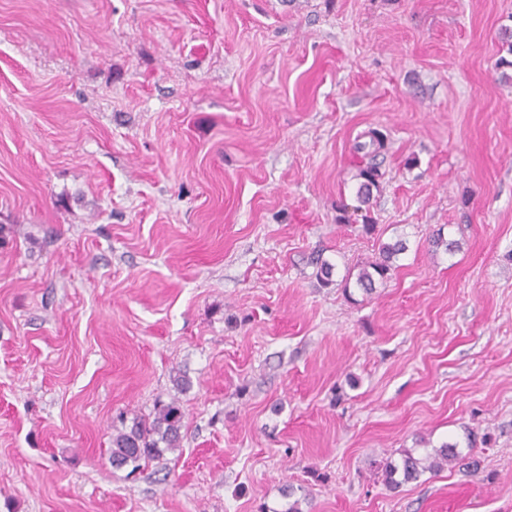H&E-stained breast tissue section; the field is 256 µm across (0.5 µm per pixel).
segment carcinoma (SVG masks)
<instances>
[{"label":"carcinoma","instance_id":"carcinoma-1","mask_svg":"<svg viewBox=\"0 0 512 512\" xmlns=\"http://www.w3.org/2000/svg\"><path fill=\"white\" fill-rule=\"evenodd\" d=\"M383 146V136L377 132L372 133L369 140H358L353 144L352 152L359 170L358 177L362 179L361 187L365 189L377 185L381 178L377 157ZM404 250L405 245L400 240L381 244L378 257L359 268L356 286L366 292L373 290L375 280L388 278L393 258ZM184 418L182 408L171 402L162 406L149 424L135 419L131 427L115 429L110 450L112 466H130L136 470L141 463L158 459L166 451L176 450L180 447ZM458 448L459 443L446 442L437 448L426 449L421 454L414 448L407 450L403 454L401 464L385 465V481L396 487L403 481L418 480L427 471L436 472L453 463H460L466 460V457L461 455Z\"/></svg>","mask_w":512,"mask_h":512}]
</instances>
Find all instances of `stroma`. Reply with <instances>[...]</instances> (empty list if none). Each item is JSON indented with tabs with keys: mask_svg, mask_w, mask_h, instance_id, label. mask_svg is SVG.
Instances as JSON below:
<instances>
[{
	"mask_svg": "<svg viewBox=\"0 0 512 512\" xmlns=\"http://www.w3.org/2000/svg\"><path fill=\"white\" fill-rule=\"evenodd\" d=\"M174 398L181 448L114 468ZM293 498L512 512V0H0V512ZM383 146V136L378 132H372L369 141L357 140L353 144V157L359 170L357 176L363 180L360 189L378 185L382 174L376 160ZM405 250V245L398 240L394 243H381L378 257L362 265L357 273L356 286L365 292L373 291L376 278L384 280L388 278L392 270L393 258ZM458 448V442H446L430 451L425 449L421 454H417L416 448L406 450L400 466L392 463L385 465V481L396 487L403 482L417 481L427 471L436 472L444 469L445 466L460 463L466 460V455H461ZM397 474L402 475L401 481L396 479Z\"/></svg>",
	"mask_w": 512,
	"mask_h": 512,
	"instance_id": "obj_1",
	"label": "stroma"
}]
</instances>
